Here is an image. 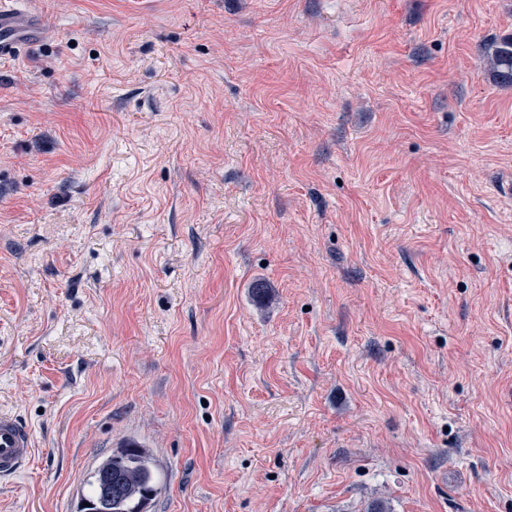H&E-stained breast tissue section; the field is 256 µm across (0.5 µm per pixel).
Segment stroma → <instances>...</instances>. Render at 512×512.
Returning <instances> with one entry per match:
<instances>
[{
    "instance_id": "stroma-1",
    "label": "stroma",
    "mask_w": 512,
    "mask_h": 512,
    "mask_svg": "<svg viewBox=\"0 0 512 512\" xmlns=\"http://www.w3.org/2000/svg\"><path fill=\"white\" fill-rule=\"evenodd\" d=\"M0 61V512H512V0H31ZM13 0L0 2V59L16 55L25 44L40 37L41 20L27 4L15 6ZM492 67H497V78L512 83V36L493 45L488 52ZM34 440L30 429L14 415L0 413V477H13L31 461ZM109 477L111 488L107 487ZM82 485L87 492L79 495L76 512H149L160 493L153 455L131 442L102 457Z\"/></svg>"
}]
</instances>
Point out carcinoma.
Listing matches in <instances>:
<instances>
[{
	"instance_id": "obj_1",
	"label": "carcinoma",
	"mask_w": 512,
	"mask_h": 512,
	"mask_svg": "<svg viewBox=\"0 0 512 512\" xmlns=\"http://www.w3.org/2000/svg\"><path fill=\"white\" fill-rule=\"evenodd\" d=\"M497 78L512 83V36L493 45L488 52ZM82 485L76 512H149L160 493L157 466L149 449L127 443L102 457Z\"/></svg>"
}]
</instances>
